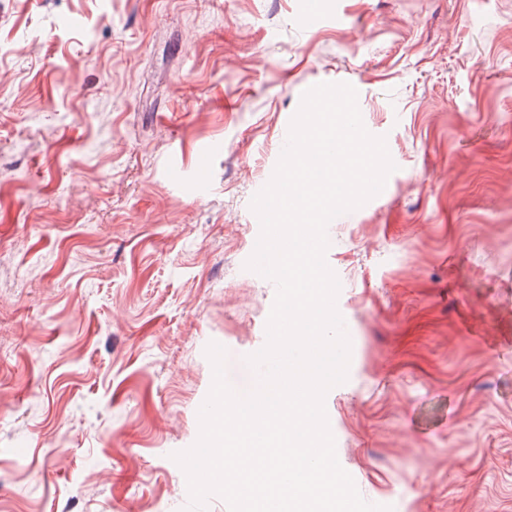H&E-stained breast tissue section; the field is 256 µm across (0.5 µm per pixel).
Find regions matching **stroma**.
Returning <instances> with one entry per match:
<instances>
[{"label": "stroma", "instance_id": "obj_1", "mask_svg": "<svg viewBox=\"0 0 512 512\" xmlns=\"http://www.w3.org/2000/svg\"><path fill=\"white\" fill-rule=\"evenodd\" d=\"M0 0V512H183L210 342L254 385L250 204L302 92L396 169L329 225L325 407L393 512H512V0Z\"/></svg>", "mask_w": 512, "mask_h": 512}]
</instances>
